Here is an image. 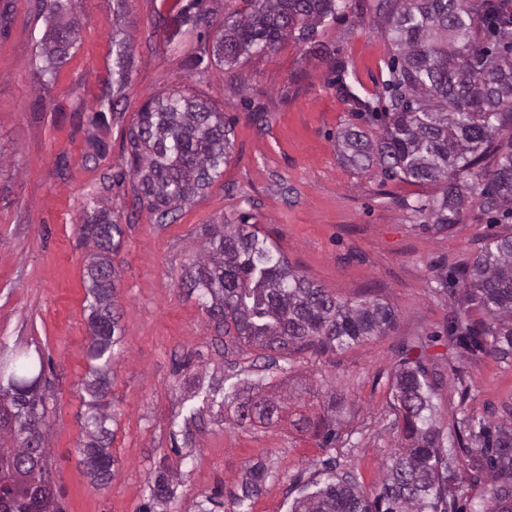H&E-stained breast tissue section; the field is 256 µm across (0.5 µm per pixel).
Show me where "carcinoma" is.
<instances>
[{
	"label": "carcinoma",
	"mask_w": 512,
	"mask_h": 512,
	"mask_svg": "<svg viewBox=\"0 0 512 512\" xmlns=\"http://www.w3.org/2000/svg\"><path fill=\"white\" fill-rule=\"evenodd\" d=\"M66 0H40L46 30L40 41L41 72L53 75L67 61L79 22L63 19ZM224 16L211 46L214 63L230 71L286 39L308 45L322 55L319 28L358 8L354 0H241ZM372 10L391 45L387 76L376 101L353 93L346 83L348 66L335 67L338 89L351 98L357 113L370 117L378 130L348 124L337 134L341 161L360 173L377 169L386 178L438 184L441 196L430 203L437 233L451 230L475 200L486 213L512 210V141H498L512 127V0H375ZM181 24L210 25L208 11L179 9ZM132 46L112 40V73L107 99L97 118L113 112L128 83L126 62ZM233 127L224 113L207 102L173 88L150 98L127 132L128 163L137 180L135 199L165 219L204 194L232 158ZM489 156L493 167H481ZM97 252L87 266L90 321L94 336L89 358L95 362L87 384L86 440L83 463L92 480L112 478L110 416L100 401L110 386L115 269L112 252L122 236L112 211L92 205L82 227ZM443 286L463 287L464 302L480 307L487 319L473 321L457 308L448 338L465 352L488 349L512 357V236L485 239L473 263ZM188 287L199 292L209 316L224 324V335L263 349L286 352L299 346L349 347L393 328L396 313L386 303L366 297L340 301L289 265L287 258L254 224H223L211 230L204 252L192 266ZM401 351L392 396L406 444L388 453L386 472L374 491L364 494L353 477L336 472L333 459L323 462L327 477L316 490L294 500L290 512H458L448 495L458 470L470 473L480 488V512H512V426L458 419L443 434L434 419V399L442 385L424 356ZM43 358L4 357L0 352V430L17 441L0 448V512H60L50 488L39 425L45 419L39 392ZM218 405H235L237 422L269 424L282 411L273 395L233 385ZM293 426L310 432L327 448L336 443V421L301 415ZM267 479L265 468L249 467L241 493L229 512H250L252 500ZM173 480L160 472L150 487L154 500L173 495Z\"/></svg>",
	"instance_id": "1"
}]
</instances>
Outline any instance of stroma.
Returning a JSON list of instances; mask_svg holds the SVG:
<instances>
[{"label": "stroma", "mask_w": 512, "mask_h": 512, "mask_svg": "<svg viewBox=\"0 0 512 512\" xmlns=\"http://www.w3.org/2000/svg\"><path fill=\"white\" fill-rule=\"evenodd\" d=\"M190 0H69L80 32L55 77L40 70L45 20L38 0H0V348L41 355L47 414L43 446L63 512H197L203 495L230 501L246 469L268 478L251 512H289L327 459L373 492L387 455L405 440L394 426L391 382L401 345L442 373L435 400L447 427L461 416L512 422V359L461 353L448 339L454 298L437 274L457 277L487 237L512 235V218L470 202L438 234L423 207L438 186L360 173L339 157L336 137L354 122L326 57L288 38L231 73L210 58L213 34L182 25ZM373 0L319 38L373 98L390 45ZM131 43L130 81L104 125L94 109L112 80L111 39ZM182 87L233 122L231 161L204 195L158 223L136 203L123 142L147 99ZM263 120H255V113ZM111 209L123 234L112 255L118 320L105 398L113 432L110 483L94 485L79 448L89 396L91 330L86 266L94 245L81 227L90 201ZM247 222L268 235L298 272L345 301L372 294L396 313L387 335L345 349L305 348L265 366L262 348L226 341L185 280L211 226ZM310 385L337 399L331 448L287 421L237 424L233 407L205 398L217 384ZM468 399H461V385ZM176 476L168 503L150 502L159 470Z\"/></svg>", "instance_id": "stroma-1"}]
</instances>
